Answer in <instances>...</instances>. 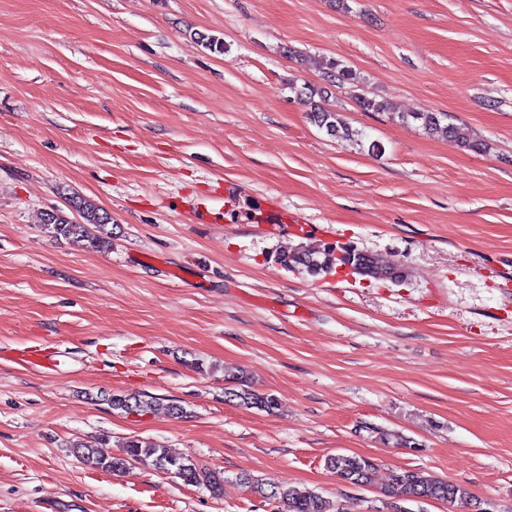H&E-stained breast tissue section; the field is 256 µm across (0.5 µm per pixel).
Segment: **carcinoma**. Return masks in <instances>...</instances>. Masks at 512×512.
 Masks as SVG:
<instances>
[{"instance_id": "obj_1", "label": "carcinoma", "mask_w": 512, "mask_h": 512, "mask_svg": "<svg viewBox=\"0 0 512 512\" xmlns=\"http://www.w3.org/2000/svg\"><path fill=\"white\" fill-rule=\"evenodd\" d=\"M322 69L327 78L339 88L348 90L351 98L364 112H388L392 109L386 100L367 96L361 88L357 74L351 67L335 57H326ZM310 120L326 129L329 135L364 145L362 132L352 129L332 109L317 106L309 112ZM420 123L426 133L448 138L470 150L484 151L488 144L475 140L464 127L447 121L442 112H416L402 114V121ZM69 211L53 208L41 215V226L56 239L83 241L87 248L102 251L112 246V216L98 206L79 197L66 198ZM274 261L288 270L302 269L318 276L328 275L337 267L347 265L351 273L362 277L389 280L402 283L407 273L402 267H386L380 264L375 255L352 247L333 246L323 248H296L288 252H278ZM229 381L235 387L225 391L227 398L238 404L271 413L277 409L276 398L271 394L259 393L242 375H232ZM154 397L149 395H114L112 408L127 414H143L152 411ZM83 462L95 469L112 473H122L134 464L151 466L169 473L189 485L205 487L212 496L220 497L224 491V475L200 467L193 460L173 455L164 446L152 441L130 438L122 444L120 456L105 457L87 443L76 444ZM327 468L346 484L357 487L367 486L372 481L375 464L371 459L355 454L334 455L326 460ZM240 483L251 493L275 504L276 512H343L340 503L324 497L306 487L297 485L268 484L247 474L239 477ZM381 495L391 512H409L406 504L416 497H427L439 501L473 504L474 512H489L491 503L471 502L470 495L463 486L438 477L427 475L419 470H399L392 473Z\"/></svg>"}]
</instances>
